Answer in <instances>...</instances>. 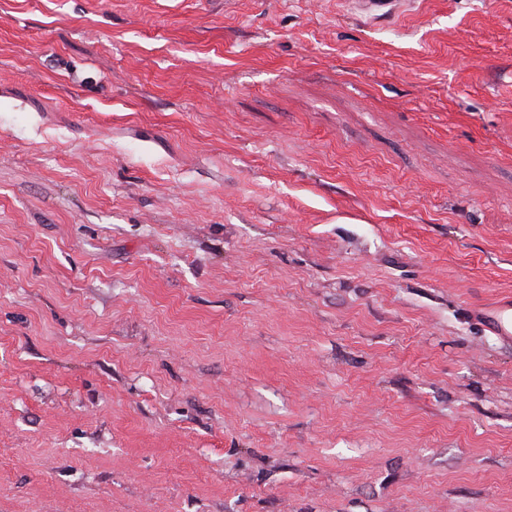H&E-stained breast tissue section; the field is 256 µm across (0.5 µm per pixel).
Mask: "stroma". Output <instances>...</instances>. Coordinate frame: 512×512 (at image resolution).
Returning <instances> with one entry per match:
<instances>
[{
    "label": "stroma",
    "instance_id": "1",
    "mask_svg": "<svg viewBox=\"0 0 512 512\" xmlns=\"http://www.w3.org/2000/svg\"><path fill=\"white\" fill-rule=\"evenodd\" d=\"M512 0H0V512H512ZM344 4H356L360 13L369 18L382 15H399L410 10L415 0H349ZM469 316L502 343L512 344L511 297L472 307L469 309Z\"/></svg>",
    "mask_w": 512,
    "mask_h": 512
}]
</instances>
